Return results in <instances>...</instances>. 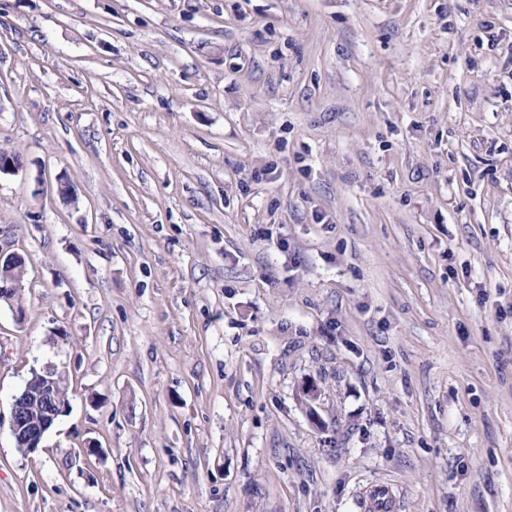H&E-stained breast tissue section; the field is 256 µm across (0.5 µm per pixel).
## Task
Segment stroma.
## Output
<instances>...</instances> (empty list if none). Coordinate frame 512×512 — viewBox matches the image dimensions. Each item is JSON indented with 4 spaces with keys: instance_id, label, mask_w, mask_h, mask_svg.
Instances as JSON below:
<instances>
[{
    "instance_id": "obj_1",
    "label": "stroma",
    "mask_w": 512,
    "mask_h": 512,
    "mask_svg": "<svg viewBox=\"0 0 512 512\" xmlns=\"http://www.w3.org/2000/svg\"><path fill=\"white\" fill-rule=\"evenodd\" d=\"M0 149V512H512V0H0ZM27 274L24 260L16 255L9 254L4 256L0 252V301H5L12 305L13 294L23 288V281ZM19 291L14 295L19 297ZM56 368L40 369L35 381L13 396L10 430L17 448L35 451L45 433L65 412L58 394ZM365 499L367 509L375 512H393L396 511V496L390 488L385 485H376L367 492Z\"/></svg>"
}]
</instances>
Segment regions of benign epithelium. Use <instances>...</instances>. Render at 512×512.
Instances as JSON below:
<instances>
[{
	"label": "benign epithelium",
	"mask_w": 512,
	"mask_h": 512,
	"mask_svg": "<svg viewBox=\"0 0 512 512\" xmlns=\"http://www.w3.org/2000/svg\"><path fill=\"white\" fill-rule=\"evenodd\" d=\"M27 274L24 260L16 255L0 253V301L12 302L13 294L21 287ZM56 367L41 369L35 381L29 383L11 403L10 430L16 447L33 452L45 433L65 412L58 394Z\"/></svg>",
	"instance_id": "1"
}]
</instances>
